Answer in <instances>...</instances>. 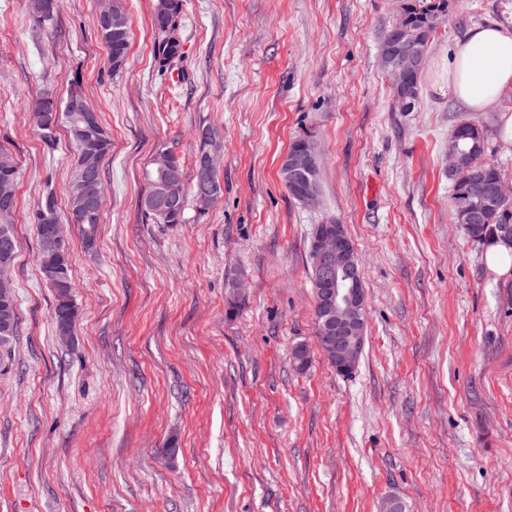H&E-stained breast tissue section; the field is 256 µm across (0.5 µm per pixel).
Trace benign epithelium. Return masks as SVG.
<instances>
[{
    "instance_id": "7a95c632",
    "label": "benign epithelium",
    "mask_w": 512,
    "mask_h": 512,
    "mask_svg": "<svg viewBox=\"0 0 512 512\" xmlns=\"http://www.w3.org/2000/svg\"><path fill=\"white\" fill-rule=\"evenodd\" d=\"M408 36L407 28L398 27L391 48L382 56L384 69L391 76L394 89L406 91V94L397 99V105L407 111L413 105L410 95L407 94L411 78L423 64L420 58L402 51L400 44ZM71 111L76 115L74 140L82 146V150L79 153L81 163L78 178L71 187L70 194L82 218L90 219L100 206V196L94 179V159L98 150L89 148L86 141L87 131L94 124L96 113L82 99L72 101ZM218 156L219 151L214 145L198 155V168L194 177L198 184L196 205L200 212L208 210L220 197L222 182L219 181L217 173ZM152 164L159 179L153 182L149 204L160 209L168 198L170 184L180 179V175L170 165L165 152L156 153ZM313 167L314 159L308 151L286 153L279 164L283 180L295 190L305 206H311L317 201L316 189L309 178ZM48 249L54 256L68 252L69 239L61 226L50 230ZM312 254L314 268L328 285L315 303L317 324L327 344L324 356L336 369L346 372L357 363L367 314L359 261L342 224L324 225L314 240Z\"/></svg>"
}]
</instances>
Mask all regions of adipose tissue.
<instances>
[{
    "label": "adipose tissue",
    "instance_id": "ef3b65f1",
    "mask_svg": "<svg viewBox=\"0 0 512 512\" xmlns=\"http://www.w3.org/2000/svg\"><path fill=\"white\" fill-rule=\"evenodd\" d=\"M512 89V29L487 22L468 29L448 54V91L466 112L499 115L503 146H512V110L501 97Z\"/></svg>",
    "mask_w": 512,
    "mask_h": 512
}]
</instances>
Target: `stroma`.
Returning <instances> with one entry per match:
<instances>
[{
    "instance_id": "stroma-1",
    "label": "stroma",
    "mask_w": 512,
    "mask_h": 512,
    "mask_svg": "<svg viewBox=\"0 0 512 512\" xmlns=\"http://www.w3.org/2000/svg\"><path fill=\"white\" fill-rule=\"evenodd\" d=\"M154 0H124L132 40L111 76L100 0H58L51 28L0 0V146L16 158L12 279L20 336L0 374V512H512V270L450 219L448 138L461 111L448 51L475 24L512 28V0H448L415 108L379 60L396 0H181L182 61L159 69ZM80 78L112 134L93 247L67 206L74 147L29 119ZM223 140L222 198L185 221L141 207L159 146L192 169L199 126ZM311 130L321 195L278 174ZM71 240L75 340L59 343L32 214L46 188ZM345 225L368 339L352 374L321 355L307 269L313 225ZM243 281L236 309L229 286ZM305 345L310 366L292 351Z\"/></svg>"
}]
</instances>
